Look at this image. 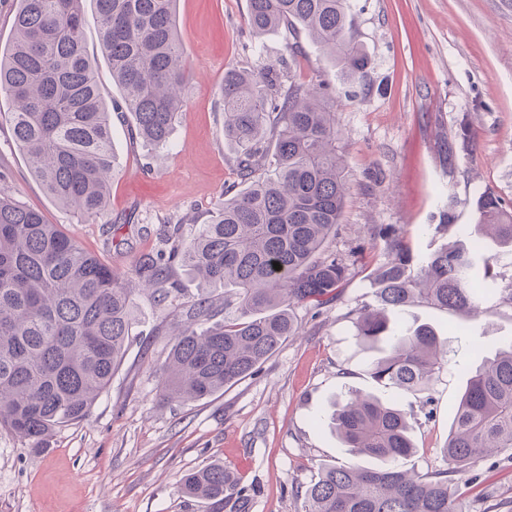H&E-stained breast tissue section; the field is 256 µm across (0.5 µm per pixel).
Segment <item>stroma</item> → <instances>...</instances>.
I'll return each mask as SVG.
<instances>
[{
    "mask_svg": "<svg viewBox=\"0 0 512 512\" xmlns=\"http://www.w3.org/2000/svg\"><path fill=\"white\" fill-rule=\"evenodd\" d=\"M247 9L248 0H178L189 98L160 151L132 140L127 122L113 117L119 174L96 221L47 196L1 118L0 170L20 203L129 273L161 248L170 227L191 236L220 208L224 189L241 182L224 143L225 70L288 65L336 91V146L349 186L327 243L348 267L338 296L317 310L296 307L301 336L258 372L213 396L165 403L160 369L196 284L182 271L176 300L137 296L124 362L86 420L56 429L39 451L0 430V512H207L178 486L214 463L252 489L251 512H304L319 467L352 460L328 427L330 401L351 388L403 410L416 445L404 467L438 472L448 467L441 449L476 351L512 346V253L487 236L483 253L499 278L480 319L422 303L400 317L404 325L430 323L448 347V363L425 394L370 378L374 353L356 342L351 315L375 302L371 272L388 245L374 225L398 228L420 260L449 236L474 232L482 196L512 207V0H348L353 36L367 57L355 77L341 74L304 33L284 26L255 38ZM458 492L467 512H512V448L471 460Z\"/></svg>",
    "mask_w": 512,
    "mask_h": 512,
    "instance_id": "obj_1",
    "label": "stroma"
}]
</instances>
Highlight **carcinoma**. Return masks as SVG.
<instances>
[{"instance_id": "carcinoma-1", "label": "carcinoma", "mask_w": 512, "mask_h": 512, "mask_svg": "<svg viewBox=\"0 0 512 512\" xmlns=\"http://www.w3.org/2000/svg\"><path fill=\"white\" fill-rule=\"evenodd\" d=\"M84 2L17 0L10 41L0 46V97L34 178L59 207L92 221L107 210L116 173L112 112L130 113L132 137L162 148L190 76L178 0H92L99 49L121 98L107 102L87 50ZM247 23L257 36L283 25L305 33L350 77L367 66L346 0H248ZM220 94L224 142L237 150L247 185L225 193L191 239L174 226L165 247L140 258L130 276L0 188V429L30 448L89 415L125 356L135 293L179 297L178 267L198 280V294L163 368L168 401L209 397L253 374L299 335L296 306L336 298L347 266L324 251L348 192L336 93L271 65L226 71ZM478 226L493 228L492 238L512 251V210L497 197L481 199ZM373 233L390 240L391 251L373 270L376 304L355 310V336L370 349L385 344L368 367L377 384L424 393L447 364L441 342L426 323L391 334L390 317L416 303L476 315L495 265L475 241L450 242L416 267L397 229L376 225ZM221 286L233 295L218 305L209 290ZM329 420L357 462L322 466L304 512H457L459 467L512 448V350L483 358L468 379L443 448L446 470L411 476L401 468L416 451L409 422L371 394L336 399ZM179 491L212 512H249L250 490L222 464L184 475Z\"/></svg>"}]
</instances>
